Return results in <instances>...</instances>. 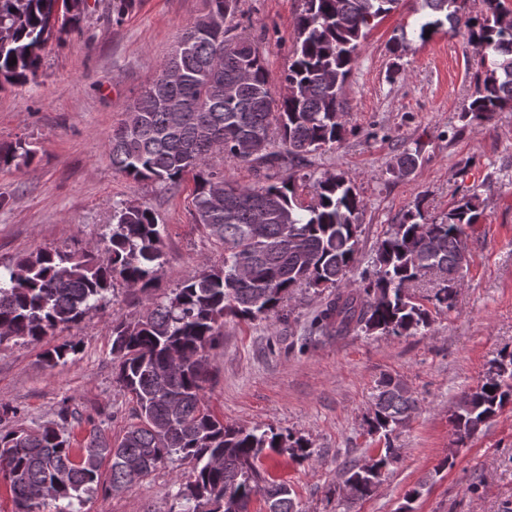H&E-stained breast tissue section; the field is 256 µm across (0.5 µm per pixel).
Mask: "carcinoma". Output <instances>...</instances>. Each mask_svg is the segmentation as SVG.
Wrapping results in <instances>:
<instances>
[{
  "instance_id": "1",
  "label": "carcinoma",
  "mask_w": 512,
  "mask_h": 512,
  "mask_svg": "<svg viewBox=\"0 0 512 512\" xmlns=\"http://www.w3.org/2000/svg\"><path fill=\"white\" fill-rule=\"evenodd\" d=\"M400 0H303L295 20V44L284 77L288 92L275 97L258 44L230 34L226 20L237 0H207V12L181 41L180 58L188 80L169 89L181 99L180 124L155 106L147 91L133 105V121L112 132V169L135 181L176 183L192 175L195 222L224 245V263L205 267L171 295L156 299L134 322H112V354L117 380L136 403L138 423L119 443L108 429L93 427L74 448L65 424L74 417L62 408L58 421L35 431L0 429V478L18 512H36L32 495L43 487L64 502L59 512H75L82 494L130 488L166 463H193L179 484L185 512H228L224 491L237 496V512H249L252 496L265 498L268 512H298L291 491L261 469L270 452L305 461L311 443L290 433L246 430L224 424L203 397L207 353L221 335L224 317L265 319L279 313L295 289L330 290L314 317L316 331L338 338L355 330L408 335L427 325L429 312L408 289L422 277L435 278L431 297L437 308L452 309L456 274L468 264L465 228L478 222L483 204L472 191L436 220L418 202L389 230L375 258L355 284H347L358 250L364 202L344 173L311 179L293 171L307 155L341 143L346 128L339 114L353 62L369 31ZM56 0H0V81L25 84L42 64L41 51L81 18L86 0H69L68 22L57 24ZM423 11L418 37L447 23L466 35L481 53L473 74L471 101L462 118L489 121L512 109V12L501 0H482L476 16L465 0H418ZM222 154L268 169L289 167L280 182L240 187L212 164ZM31 151L22 141L0 145V164L27 165ZM422 162L421 149L406 148L392 163L399 178ZM310 182V199L297 182ZM163 257L162 235L152 209L124 204L112 215V233L100 253L37 251L0 267V343L38 341L60 326L75 324L96 310L119 276L128 288H144ZM79 344L64 343L43 353L53 368ZM512 401V352L494 360L488 375L464 393L449 415L457 442L475 435ZM417 399L401 382L380 381L369 431L386 439L379 455L343 467L347 501L369 497L383 467L397 456L389 436L409 421ZM137 455L143 467L131 478L124 467Z\"/></svg>"
}]
</instances>
